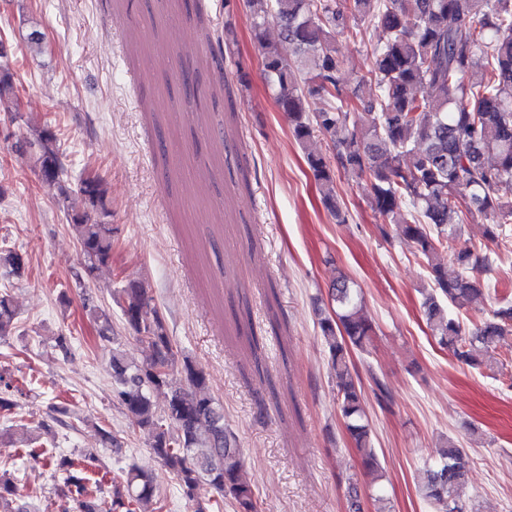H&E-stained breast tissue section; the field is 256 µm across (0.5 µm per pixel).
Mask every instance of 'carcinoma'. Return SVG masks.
Returning a JSON list of instances; mask_svg holds the SVG:
<instances>
[{"instance_id": "obj_1", "label": "carcinoma", "mask_w": 512, "mask_h": 512, "mask_svg": "<svg viewBox=\"0 0 512 512\" xmlns=\"http://www.w3.org/2000/svg\"><path fill=\"white\" fill-rule=\"evenodd\" d=\"M255 37L260 40L263 71L276 104L288 115L292 134L304 150L321 199L336 219L347 215L338 201L336 172L344 171L371 184L369 204L382 215L406 210L405 235L425 261L431 292L422 311L437 343L461 362L480 360L476 345L493 348L512 335V304L490 311L465 330L448 316V306L463 308L481 295L480 282L468 270L490 269L491 258L469 247L456 248L458 226L485 223V237L500 238L512 224V0H243ZM292 48L285 57L277 43L263 40L270 23ZM382 29L384 42L373 48V69L352 94L340 86L341 61L336 36H356L367 28ZM306 85L302 91L300 85ZM327 98V107L309 113L306 94ZM325 151L311 148L314 137ZM35 159L40 181L58 189L55 202L79 245L84 272L92 278L112 262L116 227L109 216L102 180L88 175L78 192L83 207L75 209L61 185L64 168L56 129L44 125L16 145ZM461 271L448 275V256ZM0 266L21 277L29 270L26 255L0 250ZM113 305L82 293V305L99 337L112 336V308L125 330L148 350L138 365L114 349L110 361L112 390L129 428L147 433L151 453L174 476L194 512H211L197 496L204 483L228 501L234 512H257L252 486L235 434L224 426V409L210 395L207 378L189 358H177L166 319L148 290L128 283L109 290ZM335 316H325L319 330L336 379L339 410L356 444L365 473L382 477L371 427L363 405V388L351 371L349 352L364 349L373 324L362 298L340 275L332 285ZM17 311L8 294H0V337L17 329ZM11 378L0 373V413H13ZM165 394L157 409L153 396ZM27 457L50 469L62 496L79 512H99L102 486L91 481L81 461L47 456L41 438L31 440ZM440 462L430 472L424 496L436 512H464L459 490L470 459L454 443L439 450ZM153 475L135 466L123 481L112 484L109 512H157ZM17 487L0 472V512L12 507Z\"/></svg>"}]
</instances>
